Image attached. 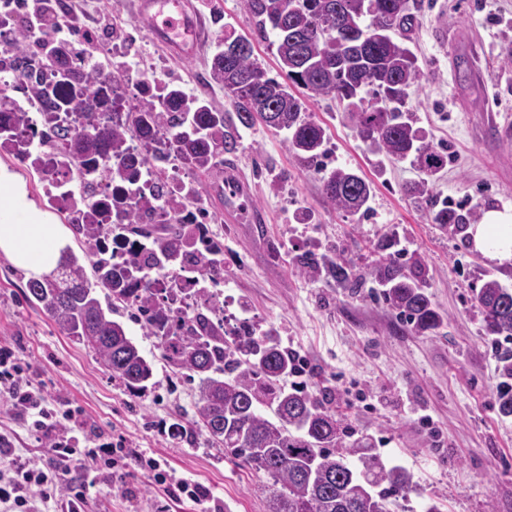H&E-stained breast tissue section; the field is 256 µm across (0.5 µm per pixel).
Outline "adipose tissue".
I'll return each mask as SVG.
<instances>
[{
    "label": "adipose tissue",
    "instance_id": "obj_1",
    "mask_svg": "<svg viewBox=\"0 0 512 512\" xmlns=\"http://www.w3.org/2000/svg\"><path fill=\"white\" fill-rule=\"evenodd\" d=\"M471 248L490 261L512 265V210H487L467 229ZM70 243L65 225L39 208L24 184L0 166V254L33 279L51 275Z\"/></svg>",
    "mask_w": 512,
    "mask_h": 512
}]
</instances>
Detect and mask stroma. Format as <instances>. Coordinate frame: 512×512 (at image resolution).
Instances as JSON below:
<instances>
[{
    "label": "stroma",
    "mask_w": 512,
    "mask_h": 512,
    "mask_svg": "<svg viewBox=\"0 0 512 512\" xmlns=\"http://www.w3.org/2000/svg\"><path fill=\"white\" fill-rule=\"evenodd\" d=\"M72 14L120 21L133 45L103 55L113 66L150 69L191 96L227 110L231 103L209 76V61L225 29L252 37L254 56L270 75L279 71L276 50L254 35L242 0H195L209 35L195 58L169 54L135 16L134 0H71ZM415 25L405 31L421 80L408 90L416 127L448 157L439 173L423 177L410 161H379L367 153L343 106L307 99V115L327 127L321 170L301 165L288 150L286 132L264 125L243 130L235 155L225 156L246 186L259 225L235 222L224 200V182L192 174L195 190L215 217L209 232L224 246V319L274 329L283 347L306 355L313 385L336 391L337 417L355 433L370 435L385 466L401 465L416 486L393 500L391 512H512V417L496 402L498 359L483 339L474 296L488 276L512 288V267L489 261L458 236L432 224L429 213L452 197L462 211L512 209V0H409ZM360 171L373 183L366 213L333 208L322 194L325 172ZM427 180L428 191L405 188ZM387 235L428 270L427 292L444 314L433 333L415 334L376 297L368 272ZM327 254L363 275L352 292L308 277L297 255ZM23 271L0 255V345L12 346L30 366L49 402L80 409L104 441L121 437L130 448L150 449L171 473L205 485L224 512H267L266 479L234 464L193 423L198 378L178 373L161 356L158 341L130 317L122 322L153 365L146 390L133 393L94 350L61 333L25 297Z\"/></svg>",
    "instance_id": "35a3bbf8"
}]
</instances>
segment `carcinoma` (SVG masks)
<instances>
[{
  "mask_svg": "<svg viewBox=\"0 0 512 512\" xmlns=\"http://www.w3.org/2000/svg\"><path fill=\"white\" fill-rule=\"evenodd\" d=\"M257 34L271 33L275 40L280 73L271 77L254 58L252 42L234 30H224V45L246 43L248 50L232 59L224 51L212 57L211 80L224 87L233 111L221 112L208 101L190 97L177 85L160 91L165 109L155 108L153 97L127 100L121 117L112 111L118 83L112 71L93 62L87 51L71 45L43 43L40 53H30L28 23L14 36V52L40 77L17 89L40 102L51 115L71 110L80 114L74 130L56 133L60 152L83 176L95 177L97 162L110 154L113 174L123 176L142 164L149 168L155 188L166 179L165 157L177 152L196 172L215 168L223 154H235L240 130L256 124L252 113L262 104L275 122L266 127L288 132V148L304 166L320 165L327 128L306 118L303 101L330 96L343 105L367 150L388 160L411 159L427 176L441 171L447 157L425 141L405 110L408 89L418 82L420 70L401 38L415 23L407 0H243ZM354 31L355 42L336 40L333 30ZM136 134L144 154L130 153L128 141ZM38 133L26 112H16L0 98V144L30 141ZM328 203L350 214L364 213L372 195V183L346 168H335L323 177ZM154 196L138 199L117 214L119 223L77 224L84 239L86 261L70 253L54 273L31 280L26 298L42 308L60 331L89 345L126 388H146L152 365L129 337L125 326L106 315L95 290L105 288L112 298L143 315V326L157 337L162 357L200 380L196 402L198 425L224 452L271 480L268 512H389L391 499L406 496L414 487L405 468H387L367 452L361 439L344 442L345 430L331 409L335 397L329 386L312 389L291 387L283 379L295 366L288 349L281 347L269 329L256 334L248 324L224 327L211 314L216 305L201 293L190 312L173 308L165 289L149 280L133 287L132 273L146 271L144 253L160 264L182 266L187 250L203 229L182 219L156 224L150 217ZM432 222L451 226L467 241L466 230L477 214L458 213L442 206L431 211ZM118 232L133 236L137 248L115 260L107 249ZM384 238L378 249L385 252L371 275L385 287L387 307L417 333L438 329L443 315L426 292V268L421 259L400 260ZM302 271L323 276L342 286L357 287L352 271L328 255L307 253L298 259ZM195 270L205 279L224 273V261L215 248L197 257ZM475 301L482 317L485 338L495 342L512 337V289L494 277L487 279ZM502 381L498 411L512 417V350L500 354ZM266 408L264 414L260 408ZM359 454L361 470H354L348 456Z\"/></svg>",
  "mask_w": 512,
  "mask_h": 512,
  "instance_id": "cac0c4a2",
  "label": "carcinoma"
}]
</instances>
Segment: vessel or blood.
<instances>
[{"mask_svg": "<svg viewBox=\"0 0 512 512\" xmlns=\"http://www.w3.org/2000/svg\"><path fill=\"white\" fill-rule=\"evenodd\" d=\"M136 16L146 25L154 41L169 47L176 55L185 58L196 55L204 25L190 0H137ZM225 181L230 209L238 222H257V214L246 201L245 188L237 185L233 175H226Z\"/></svg>", "mask_w": 512, "mask_h": 512, "instance_id": "obj_1", "label": "vessel or blood"}]
</instances>
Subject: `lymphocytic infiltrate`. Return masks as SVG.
<instances>
[{"instance_id":"lymphocytic-infiltrate-1","label":"lymphocytic infiltrate","mask_w":512,"mask_h":512,"mask_svg":"<svg viewBox=\"0 0 512 512\" xmlns=\"http://www.w3.org/2000/svg\"><path fill=\"white\" fill-rule=\"evenodd\" d=\"M0 410L45 440L41 464L15 438L0 433V512H89L92 502L106 498L129 468L149 475L173 501L203 503L208 492L198 482L173 479L152 452L129 451L123 442L81 444L76 411L51 405L30 389L14 351L0 346Z\"/></svg>"}]
</instances>
